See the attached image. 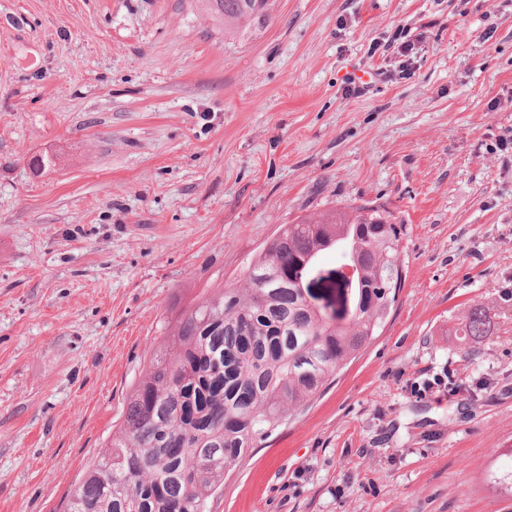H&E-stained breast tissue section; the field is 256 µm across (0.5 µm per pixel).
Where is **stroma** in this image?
I'll return each instance as SVG.
<instances>
[{"label":"stroma","instance_id":"1","mask_svg":"<svg viewBox=\"0 0 512 512\" xmlns=\"http://www.w3.org/2000/svg\"><path fill=\"white\" fill-rule=\"evenodd\" d=\"M365 201L398 300L211 512H512V0H276L235 40L191 0H0V512H60L184 304ZM490 324V316L486 308L482 306L474 307L470 310L466 323L462 327V336H464L465 340L488 336Z\"/></svg>","mask_w":512,"mask_h":512}]
</instances>
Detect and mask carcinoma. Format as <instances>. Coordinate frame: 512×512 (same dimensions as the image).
Here are the masks:
<instances>
[{
  "label": "carcinoma",
  "mask_w": 512,
  "mask_h": 512,
  "mask_svg": "<svg viewBox=\"0 0 512 512\" xmlns=\"http://www.w3.org/2000/svg\"><path fill=\"white\" fill-rule=\"evenodd\" d=\"M274 0H195L224 35L266 22ZM402 225L381 206L327 210L287 224L240 288H207L168 327L133 383L64 512H210L224 474L320 397L384 324L402 285ZM355 267L342 315L301 285L318 255ZM470 310L464 339L489 335Z\"/></svg>",
  "instance_id": "cac0c4a2"
}]
</instances>
